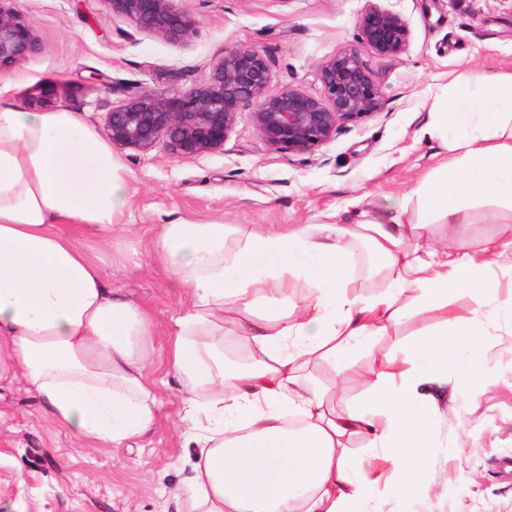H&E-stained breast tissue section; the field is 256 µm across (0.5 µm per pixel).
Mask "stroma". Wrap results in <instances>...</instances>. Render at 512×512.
I'll list each match as a JSON object with an SVG mask.
<instances>
[{
    "mask_svg": "<svg viewBox=\"0 0 512 512\" xmlns=\"http://www.w3.org/2000/svg\"><path fill=\"white\" fill-rule=\"evenodd\" d=\"M411 30L395 58L365 54L385 106L344 125L311 153L267 145L241 112L220 152L176 158L163 148L115 151L135 190L120 216L126 224L103 251L113 287L147 306L155 324L150 375L162 400L156 427L128 448L89 444L56 424L44 403L10 375L0 376V512H184L180 496L196 448L182 436L180 385L168 372L167 329L187 303L169 267L154 261L153 225L177 218L226 224H320L354 198L375 209L407 192L443 156L423 137L451 79L475 80L480 69L512 70V0H376ZM41 42L38 54L0 73V98L27 105L30 95L78 111L103 132L109 106L126 90H186L225 50L251 45L271 62L272 85L316 95L317 70L357 47L366 0H179L197 21L184 46L137 31L109 13L104 0H17ZM460 235L473 243L512 237V210L479 202ZM495 325L482 351L491 374L476 398L455 385L431 413L425 475L428 503L393 500L390 512H512V279L502 278L491 308ZM433 313L408 311L378 336L372 353L344 367L312 360L315 382L342 385L337 409L369 390L388 359L404 363L407 347L433 324Z\"/></svg>",
    "mask_w": 512,
    "mask_h": 512,
    "instance_id": "35a3bbf8",
    "label": "stroma"
}]
</instances>
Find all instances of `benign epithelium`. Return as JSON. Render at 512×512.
Instances as JSON below:
<instances>
[{
	"instance_id": "7a95c632",
	"label": "benign epithelium",
	"mask_w": 512,
	"mask_h": 512,
	"mask_svg": "<svg viewBox=\"0 0 512 512\" xmlns=\"http://www.w3.org/2000/svg\"><path fill=\"white\" fill-rule=\"evenodd\" d=\"M0 0V72L37 54L40 40L31 21ZM109 10L137 30L184 44L197 21L178 0H104ZM359 19V46L321 64L323 96L299 89L272 87L268 56L253 46L224 52L209 74L188 90H135L105 112L112 146L148 152L161 145L177 158L221 152L238 115L250 108L256 132L273 149L313 152L331 142L344 124L381 111L382 88L363 59L364 53L396 57L405 52L410 28L396 13L367 0Z\"/></svg>"
}]
</instances>
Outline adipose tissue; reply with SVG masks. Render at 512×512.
I'll use <instances>...</instances> for the list:
<instances>
[{"mask_svg":"<svg viewBox=\"0 0 512 512\" xmlns=\"http://www.w3.org/2000/svg\"><path fill=\"white\" fill-rule=\"evenodd\" d=\"M425 134L443 146L442 161L381 210L355 200L348 221L285 229L158 225V255L188 291L168 329L169 370L191 423L184 438L200 450L187 512H386L389 498L424 497L430 385L447 382L452 364L467 393L488 376L482 309L497 300L512 239L476 245L456 227L474 202L512 206V71L456 84ZM132 194L110 144L75 110L0 100V365L57 423L109 448L128 447L158 418L152 315L111 286L99 255ZM360 240L369 275L386 283L368 299L350 290ZM460 291L477 296L480 312L449 315ZM414 293L437 322L410 343V369L386 362L367 396L335 410L329 388L301 375L306 357L344 363L369 349ZM228 337L253 360L226 356ZM289 410L299 429L288 428ZM352 432L388 463L387 493L341 448Z\"/></svg>","mask_w":512,"mask_h":512,"instance_id":"1","label":"adipose tissue"}]
</instances>
